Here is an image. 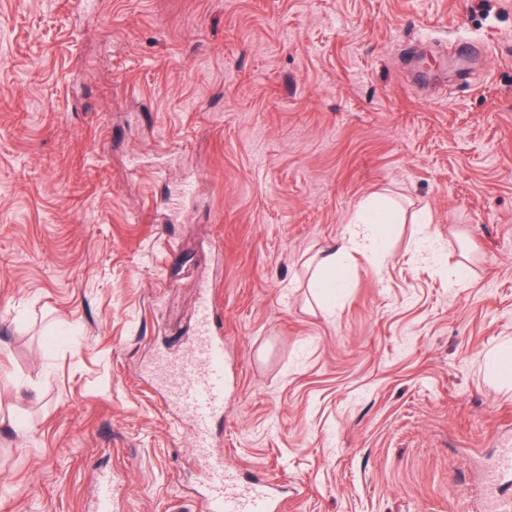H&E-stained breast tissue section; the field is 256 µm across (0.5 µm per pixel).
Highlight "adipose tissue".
I'll use <instances>...</instances> for the list:
<instances>
[{
  "label": "adipose tissue",
  "instance_id": "ef3b65f1",
  "mask_svg": "<svg viewBox=\"0 0 512 512\" xmlns=\"http://www.w3.org/2000/svg\"><path fill=\"white\" fill-rule=\"evenodd\" d=\"M392 212L373 204L364 205L344 239L320 251L313 286L326 298L334 296L347 277L345 261L352 254H374L390 233Z\"/></svg>",
  "mask_w": 512,
  "mask_h": 512
}]
</instances>
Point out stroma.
I'll return each mask as SVG.
<instances>
[{
  "instance_id": "35a3bbf8",
  "label": "stroma",
  "mask_w": 512,
  "mask_h": 512,
  "mask_svg": "<svg viewBox=\"0 0 512 512\" xmlns=\"http://www.w3.org/2000/svg\"><path fill=\"white\" fill-rule=\"evenodd\" d=\"M0 0V512H200L151 369L216 285L213 441L284 512H481L512 451V0ZM478 52L452 83L414 57ZM396 211L329 306L315 252ZM428 236L432 248L417 247Z\"/></svg>"
}]
</instances>
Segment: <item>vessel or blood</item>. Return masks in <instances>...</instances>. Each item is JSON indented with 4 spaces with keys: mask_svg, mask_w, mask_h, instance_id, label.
Instances as JSON below:
<instances>
[{
    "mask_svg": "<svg viewBox=\"0 0 512 512\" xmlns=\"http://www.w3.org/2000/svg\"><path fill=\"white\" fill-rule=\"evenodd\" d=\"M223 323L211 287H204L198 328L189 356L162 359L158 372L165 400L192 423L199 477L203 488L202 512H281L278 484L242 483L225 469L224 457L213 448L211 424L224 412L231 388V364L226 357Z\"/></svg>",
    "mask_w": 512,
    "mask_h": 512,
    "instance_id": "vessel-or-blood-1",
    "label": "vessel or blood"
}]
</instances>
